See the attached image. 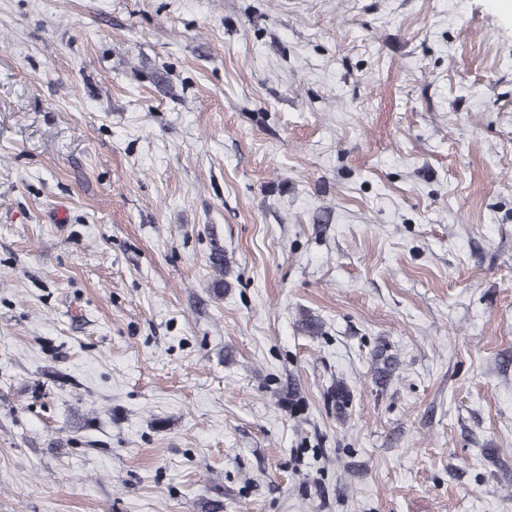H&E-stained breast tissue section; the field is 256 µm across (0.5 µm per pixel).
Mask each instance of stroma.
I'll list each match as a JSON object with an SVG mask.
<instances>
[{
	"instance_id": "stroma-1",
	"label": "stroma",
	"mask_w": 512,
	"mask_h": 512,
	"mask_svg": "<svg viewBox=\"0 0 512 512\" xmlns=\"http://www.w3.org/2000/svg\"><path fill=\"white\" fill-rule=\"evenodd\" d=\"M0 512H512V7L0 0Z\"/></svg>"
}]
</instances>
